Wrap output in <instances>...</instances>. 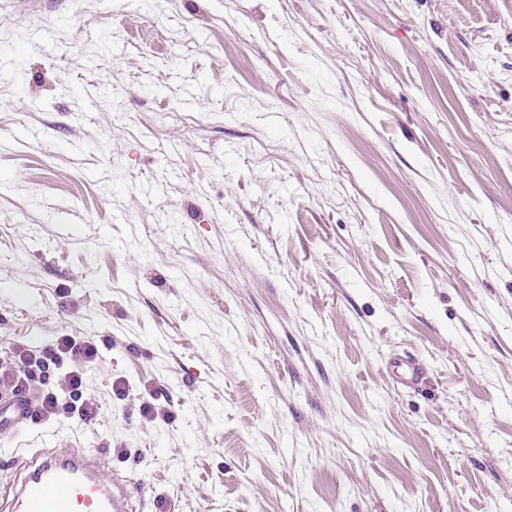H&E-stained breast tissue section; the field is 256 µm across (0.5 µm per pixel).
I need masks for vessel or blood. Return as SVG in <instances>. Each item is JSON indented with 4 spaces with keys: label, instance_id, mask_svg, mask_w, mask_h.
<instances>
[{
    "label": "vessel or blood",
    "instance_id": "vessel-or-blood-1",
    "mask_svg": "<svg viewBox=\"0 0 512 512\" xmlns=\"http://www.w3.org/2000/svg\"><path fill=\"white\" fill-rule=\"evenodd\" d=\"M401 385L420 389L425 372L418 360L400 358ZM8 413L13 431L27 424L28 409L20 399L0 396V412ZM140 484L127 471L114 468L108 450L67 443L32 449L29 458L0 450V512H136Z\"/></svg>",
    "mask_w": 512,
    "mask_h": 512
}]
</instances>
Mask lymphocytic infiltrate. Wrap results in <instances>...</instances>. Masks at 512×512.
<instances>
[{
    "label": "lymphocytic infiltrate",
    "instance_id": "obj_1",
    "mask_svg": "<svg viewBox=\"0 0 512 512\" xmlns=\"http://www.w3.org/2000/svg\"><path fill=\"white\" fill-rule=\"evenodd\" d=\"M98 354L95 342L72 336L56 337L36 351L13 346L0 361V392L28 396L35 423L71 418L92 422L98 406L84 392V375Z\"/></svg>",
    "mask_w": 512,
    "mask_h": 512
}]
</instances>
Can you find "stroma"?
I'll list each match as a JSON object with an SVG mask.
<instances>
[{"label": "stroma", "instance_id": "35a3bbf8", "mask_svg": "<svg viewBox=\"0 0 512 512\" xmlns=\"http://www.w3.org/2000/svg\"><path fill=\"white\" fill-rule=\"evenodd\" d=\"M63 334L15 446L143 512H512V0H0V348ZM0 361V390L27 395L33 423L76 418L95 420L97 404L84 392L85 368L95 363L99 348L94 341L57 336L40 350L16 345ZM10 361V362H8ZM0 396L1 411L9 414L13 436L27 424L28 409L20 399ZM403 376L399 383L406 389L418 390L421 388L425 378L424 368L415 358L406 356L399 358Z\"/></svg>", "mask_w": 512, "mask_h": 512}]
</instances>
